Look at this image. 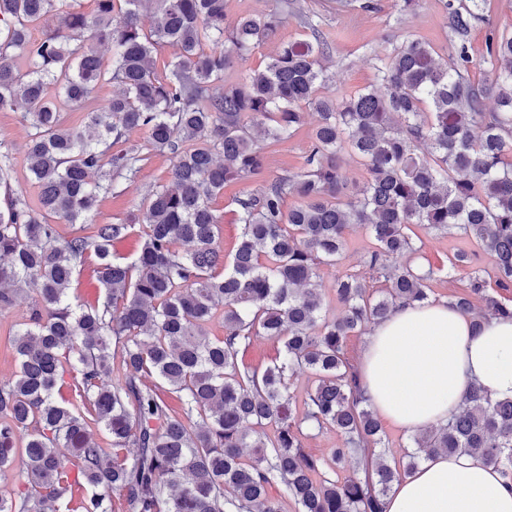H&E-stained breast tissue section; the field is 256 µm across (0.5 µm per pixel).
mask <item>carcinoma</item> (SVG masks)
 <instances>
[{
    "instance_id": "1",
    "label": "carcinoma",
    "mask_w": 512,
    "mask_h": 512,
    "mask_svg": "<svg viewBox=\"0 0 512 512\" xmlns=\"http://www.w3.org/2000/svg\"><path fill=\"white\" fill-rule=\"evenodd\" d=\"M0 0V111L22 109L32 133L29 171L40 190L33 209L9 186V149H0V308L31 287L37 302L17 329L18 371L0 385V476L24 445L27 490L0 496V512H384L393 485L424 460L468 454L512 484V398L478 387L448 422L415 433L405 462L391 464L381 419L360 386L349 337L400 306L423 304L441 269H417L412 226L458 229L493 258L496 287L470 273L448 304L482 326L512 320V30L483 11L486 0H444L451 38L444 53L413 34L372 50V84L354 95H324L327 42L302 5L228 20L226 0ZM153 6L144 31L139 7ZM312 30L309 41H278L288 15ZM486 28L485 53L468 46ZM45 28L39 40L29 29ZM112 50L89 49L85 34ZM269 41L264 68L234 85L224 73ZM176 49L160 79L153 57ZM23 49L27 69L13 52ZM489 75L471 79V67ZM120 91L104 106L100 83ZM86 112L79 126L62 109ZM319 114L301 171L266 177L267 149L287 141L304 110ZM133 130L168 153L172 186L148 195L143 224H99L95 234L63 237L99 196L133 179L142 158L111 152ZM358 158L368 179L342 199V156ZM100 178L94 180L92 175ZM234 182L259 187L236 198L241 235L226 258L210 201ZM295 197L298 202L287 206ZM364 227L374 247L364 259L374 288L357 274L336 278L326 304L319 267L336 264L346 236ZM139 232L129 261L115 244ZM97 259L105 298L74 306L77 267ZM221 312L224 335L206 327ZM280 344L264 366L239 359L252 340ZM119 354L123 377H112ZM314 381L297 400L291 379ZM102 425L106 450L88 432ZM334 430L342 446L316 457L304 440ZM252 452L244 455L243 449ZM356 461L353 475L340 473ZM280 487L282 498L269 495Z\"/></svg>"
}]
</instances>
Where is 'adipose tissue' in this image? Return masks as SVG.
I'll return each instance as SVG.
<instances>
[{
    "mask_svg": "<svg viewBox=\"0 0 512 512\" xmlns=\"http://www.w3.org/2000/svg\"><path fill=\"white\" fill-rule=\"evenodd\" d=\"M370 407L416 431L447 422L471 385L512 397V321L470 317L444 302L400 308L374 325L359 356ZM385 512H512V486L472 455L438 454L395 484Z\"/></svg>",
    "mask_w": 512,
    "mask_h": 512,
    "instance_id": "obj_1",
    "label": "adipose tissue"
}]
</instances>
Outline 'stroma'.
I'll return each mask as SVG.
<instances>
[{
	"instance_id": "1",
	"label": "stroma",
	"mask_w": 512,
	"mask_h": 512,
	"mask_svg": "<svg viewBox=\"0 0 512 512\" xmlns=\"http://www.w3.org/2000/svg\"><path fill=\"white\" fill-rule=\"evenodd\" d=\"M305 11L317 24L323 38L331 48L330 70L334 75L328 92L352 95L368 86L374 78V62L371 47L380 45L392 35L410 32L418 35L435 48H444L450 37L443 0H418L413 13L396 19L390 7L391 0H376L378 8L373 12L343 10L338 0H301ZM318 120L315 112H306L303 123L288 141L272 146L268 151V177L299 171L310 145V136ZM30 129L17 111H0V141L10 149L13 167L10 186L28 204H36L38 189L27 170L25 144ZM126 145L137 146L144 156L141 171L133 180H120L119 193L102 197L97 208L82 224V235H92L99 224L124 223L140 215L146 207L149 192L157 185L166 183L171 158L154 152L144 132L134 131L125 138ZM243 185L225 187L222 194L213 199L211 206L221 220L220 245L225 254H232L241 228L233 221L234 198L241 195ZM414 238L421 251L422 264L439 268L440 273L432 283V296L438 300L461 292L467 283L469 269H459L454 274L444 271L458 250L471 253L472 268L478 269L487 280H494V260L474 239L459 233L440 234L422 227H414ZM372 240L365 229L353 228L347 236L345 257L334 266H321L320 276L324 291H331L337 276L347 273H364L363 258L371 249ZM34 292L20 294L14 305L0 309V383L13 379L17 361L12 338L17 324L26 316L34 301Z\"/></svg>"
}]
</instances>
